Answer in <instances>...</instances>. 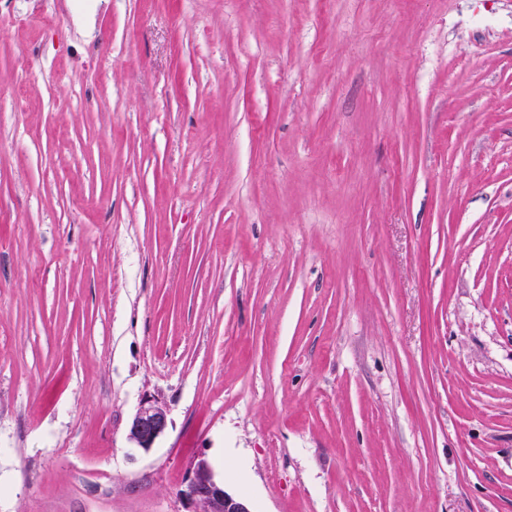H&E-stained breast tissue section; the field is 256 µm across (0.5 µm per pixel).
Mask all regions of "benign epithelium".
I'll return each mask as SVG.
<instances>
[{
	"label": "benign epithelium",
	"mask_w": 512,
	"mask_h": 512,
	"mask_svg": "<svg viewBox=\"0 0 512 512\" xmlns=\"http://www.w3.org/2000/svg\"><path fill=\"white\" fill-rule=\"evenodd\" d=\"M167 427L166 407L155 398L146 397L129 424L128 436L136 447L148 450L166 433ZM180 495L198 506L195 512H252L249 501L228 492L203 457L195 460Z\"/></svg>",
	"instance_id": "7a95c632"
}]
</instances>
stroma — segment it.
I'll list each match as a JSON object with an SVG mask.
<instances>
[{
    "mask_svg": "<svg viewBox=\"0 0 512 512\" xmlns=\"http://www.w3.org/2000/svg\"><path fill=\"white\" fill-rule=\"evenodd\" d=\"M1 19L0 512H512V0ZM167 427L166 407L155 398L146 397L129 424L128 436L135 448L149 450L166 433ZM180 495L199 508L191 512H253L249 501L228 492L209 463L198 457Z\"/></svg>",
    "mask_w": 512,
    "mask_h": 512,
    "instance_id": "1",
    "label": "stroma"
}]
</instances>
